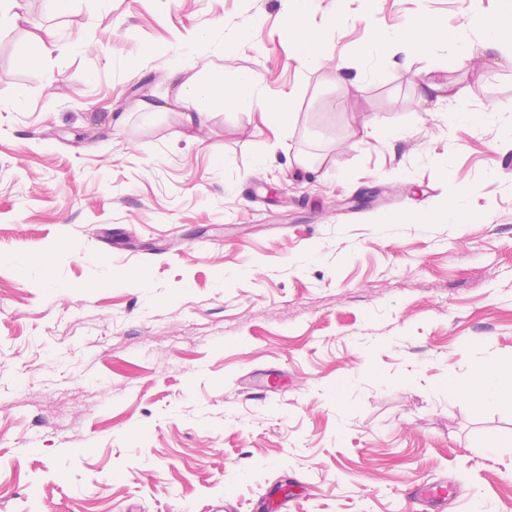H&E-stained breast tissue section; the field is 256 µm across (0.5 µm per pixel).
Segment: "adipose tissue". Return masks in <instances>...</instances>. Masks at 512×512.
<instances>
[{"label": "adipose tissue", "instance_id": "obj_1", "mask_svg": "<svg viewBox=\"0 0 512 512\" xmlns=\"http://www.w3.org/2000/svg\"><path fill=\"white\" fill-rule=\"evenodd\" d=\"M309 3L310 0H296V9L287 18L285 27L297 38L298 53L304 67L314 70L319 68L323 55L316 37L302 21ZM448 42L458 44L459 55L464 60L480 53L497 51L512 61V22L501 19L489 22L484 40L474 45L465 42L460 33L448 31L424 15L405 22L392 35L381 38L371 47L370 54L388 66L394 64L397 54L408 55ZM257 82V75L251 71H238L219 78L197 75L180 82L177 98L185 111L199 116L223 107L229 100L242 101L243 105L254 109L258 103L247 97L245 91L255 87ZM465 392L486 404L512 399V371L479 369Z\"/></svg>", "mask_w": 512, "mask_h": 512}]
</instances>
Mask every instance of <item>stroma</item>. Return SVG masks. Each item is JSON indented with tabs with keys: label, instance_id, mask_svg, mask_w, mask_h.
<instances>
[{
	"label": "stroma",
	"instance_id": "stroma-1",
	"mask_svg": "<svg viewBox=\"0 0 512 512\" xmlns=\"http://www.w3.org/2000/svg\"><path fill=\"white\" fill-rule=\"evenodd\" d=\"M18 3L0 512H253L273 487L285 512H410L444 477L447 512H512V403L448 391L512 368V63L368 53L423 15L482 40L502 0H313L315 72L294 0ZM205 67L255 72L267 122L229 101L187 139L170 77ZM296 9L292 16L286 20V32H293L298 42V53L305 68L315 70L319 68L323 58L317 39L303 24L302 18L308 9L310 0H296Z\"/></svg>",
	"mask_w": 512,
	"mask_h": 512
}]
</instances>
